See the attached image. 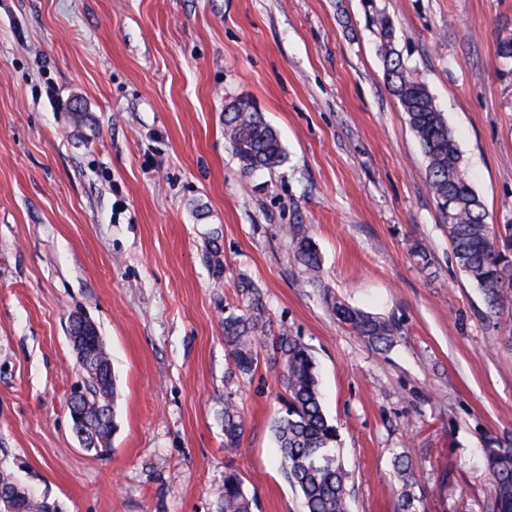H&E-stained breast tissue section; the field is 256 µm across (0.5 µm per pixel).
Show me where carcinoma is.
<instances>
[{
    "instance_id": "obj_1",
    "label": "carcinoma",
    "mask_w": 512,
    "mask_h": 512,
    "mask_svg": "<svg viewBox=\"0 0 512 512\" xmlns=\"http://www.w3.org/2000/svg\"><path fill=\"white\" fill-rule=\"evenodd\" d=\"M380 49L388 84L399 100L427 159V183L448 230L453 256L460 270L480 289L484 301L499 317L512 307V226L504 232L489 224L483 203L465 174L462 156L447 120L435 104L428 88L412 80L402 56L394 45L395 30L387 18L379 20ZM224 130L246 171L271 168L282 163L284 151L273 127L263 113L242 112L236 107L224 111ZM293 260L301 268L304 281L322 288L321 254L313 239L291 225ZM241 313L230 310L224 316V343L232 374H249L260 351L272 346L282 363L281 380L287 399L285 410L272 425L279 463L300 493L303 512H348V473L336 448V426L325 413L316 362L301 338L280 330L271 335L258 289L248 284ZM330 312L351 331L375 347L388 346L396 334L389 321L327 298ZM87 338L81 336L79 322L70 325V335L78 338L76 351L85 399L69 400L73 429L83 441L108 447L116 429L111 409L112 365L97 327ZM224 445H239L244 424L235 401L224 400ZM491 490L486 512H512V447L491 442L486 448ZM394 473L401 482L397 512H415L412 487L415 468L409 459L395 458ZM218 512H253L255 499L248 495L241 476L230 471L217 493ZM0 512H59L56 501L37 496L0 467Z\"/></svg>"
}]
</instances>
